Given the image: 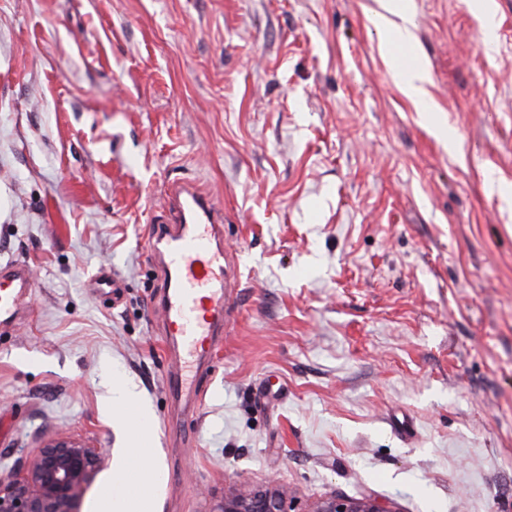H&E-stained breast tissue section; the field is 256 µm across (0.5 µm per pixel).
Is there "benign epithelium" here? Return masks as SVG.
Here are the masks:
<instances>
[{
    "mask_svg": "<svg viewBox=\"0 0 512 512\" xmlns=\"http://www.w3.org/2000/svg\"><path fill=\"white\" fill-rule=\"evenodd\" d=\"M104 453L76 440L51 438L8 471H0V512H77L76 502ZM291 491L266 482L231 484L212 512H288ZM308 512H399L374 496L350 498L331 493L311 503Z\"/></svg>",
    "mask_w": 512,
    "mask_h": 512,
    "instance_id": "obj_1",
    "label": "benign epithelium"
}]
</instances>
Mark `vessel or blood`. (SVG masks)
I'll use <instances>...</instances> for the list:
<instances>
[{"instance_id": "obj_1", "label": "vessel or blood", "mask_w": 512, "mask_h": 512, "mask_svg": "<svg viewBox=\"0 0 512 512\" xmlns=\"http://www.w3.org/2000/svg\"><path fill=\"white\" fill-rule=\"evenodd\" d=\"M166 210L168 217L148 246L158 262L157 304L165 334L181 356L169 392L175 399L189 401L198 397V371L212 364L216 338L224 333L238 265L224 251V212L197 183L171 184ZM32 286L25 265L0 267L1 321L16 315Z\"/></svg>"}]
</instances>
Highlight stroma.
Returning <instances> with one entry per match:
<instances>
[{
	"label": "stroma",
	"instance_id": "1",
	"mask_svg": "<svg viewBox=\"0 0 512 512\" xmlns=\"http://www.w3.org/2000/svg\"><path fill=\"white\" fill-rule=\"evenodd\" d=\"M407 5L430 124L377 0H0V264L34 281L0 324V467L106 449L77 510L111 512L128 388L155 512L269 481L291 512H512V0ZM178 180L240 259L189 413L146 246ZM411 63L412 66H410ZM411 63L395 70L400 79L401 90L419 108V112H434L430 107L425 88L429 83L427 69L416 56ZM120 402L124 408V413L127 416L130 428L134 434L137 435L136 447L142 448L147 446L145 444L148 441L147 435V417L144 409L137 403L135 397L131 394H125L120 397ZM308 512H399L390 502L374 496L350 498L336 492L316 499Z\"/></svg>",
	"mask_w": 512,
	"mask_h": 512
}]
</instances>
